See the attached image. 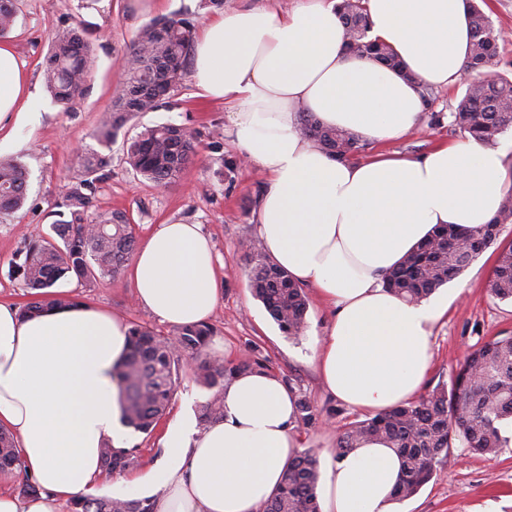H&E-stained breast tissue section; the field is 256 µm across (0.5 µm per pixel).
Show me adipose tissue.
<instances>
[{"mask_svg": "<svg viewBox=\"0 0 512 512\" xmlns=\"http://www.w3.org/2000/svg\"><path fill=\"white\" fill-rule=\"evenodd\" d=\"M340 0L230 7L195 40L192 79L223 100L244 158L267 178L255 218L274 263L312 286L335 311L318 353L326 390L379 413L413 400L431 365V337L448 306L400 301L383 280L441 225L476 229L503 199L506 145L468 140L407 158L383 152L419 126L420 84L448 87L465 72L468 0H364L370 39L400 69L349 52ZM351 131L381 150L335 159L298 131L302 113ZM37 119L29 75L10 39H0V146ZM135 301L170 325L201 324L220 296L209 239L197 224H163L132 262ZM129 326L82 304L25 316L0 303V426L19 441L40 486L5 489L0 512H59L95 496L105 478L100 450L122 447L115 366ZM297 399L264 370L224 386V418L198 428L181 412L164 434L160 466L125 481V495L153 512H259L300 448ZM401 462L386 444L321 456V512H392Z\"/></svg>", "mask_w": 512, "mask_h": 512, "instance_id": "ef3b65f1", "label": "adipose tissue"}]
</instances>
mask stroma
I'll list each match as a JSON object with an SVG mask.
<instances>
[{
	"label": "stroma",
	"instance_id": "35a3bbf8",
	"mask_svg": "<svg viewBox=\"0 0 512 512\" xmlns=\"http://www.w3.org/2000/svg\"><path fill=\"white\" fill-rule=\"evenodd\" d=\"M13 43L30 75L41 117L36 126L18 129L16 145L0 155L20 162L28 172L27 197L15 211H0V301L23 306L29 299L23 282L9 275V263L26 237L48 231L57 219L65 184L76 176L84 150L97 148L95 138L102 112L110 110L121 88L122 59L146 23L161 17L185 18L203 25L215 9L210 0H15ZM82 26L92 41L91 76L71 110L51 98L43 79V63L57 32ZM465 91L463 83L440 90L433 109L437 126L421 129L386 144L389 152L418 157L438 142H460L451 131L450 114ZM162 123L190 127L197 136V158L175 183L157 186L133 172L124 162L128 139L143 127ZM107 176L97 182L92 197L96 210H120L144 240L162 224L200 225L213 245L220 301L210 318L216 333L205 354L227 363L250 357L277 375L297 398L313 408L312 422L297 423L304 447L335 448L340 428L359 418L325 392L316 355L333 317L314 288H307V329L302 336L283 335L254 298L247 277L251 256L263 246L253 224L265 178L245 164L231 134L223 101L201 96L192 79L167 106L131 116L112 143ZM512 244V223L505 225L496 247L483 252L457 279L441 287L449 299L447 314L436 324L431 339L433 359L425 388L450 384L465 355L496 336L512 334V301L492 298L487 288L497 246ZM91 306L112 312L126 323L157 331L169 326L139 307L129 270L88 289L74 285ZM395 512H512V443L494 455H481L455 442L450 461L415 496L395 502Z\"/></svg>",
	"mask_w": 512,
	"mask_h": 512
}]
</instances>
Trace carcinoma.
<instances>
[{"label": "carcinoma", "mask_w": 512, "mask_h": 512, "mask_svg": "<svg viewBox=\"0 0 512 512\" xmlns=\"http://www.w3.org/2000/svg\"><path fill=\"white\" fill-rule=\"evenodd\" d=\"M471 51L467 72L473 75L463 97L451 113L453 130L484 144L495 143L512 127V77L501 70V37L477 0L470 5ZM346 47L387 66H395L393 53L366 40L368 18L363 0H343L340 14ZM11 0H0V35L14 26ZM195 38V25L184 18H158L136 34L124 58L126 81L147 89L129 99L117 96L103 113L96 132L99 145L112 146L132 112H155L180 87ZM91 44L77 25L58 33L46 57L44 84L54 101L64 107L83 94L91 66ZM300 132L333 157H350L364 144L352 132L322 126L310 113L301 117ZM196 157L193 131L171 124L146 126L126 142L125 163L135 173L158 186L179 180ZM108 156L91 149L81 156L79 181L65 188L63 206L70 219L50 225L51 233L37 234L24 242L12 262V274L29 289L25 315L36 314L50 304L78 305L81 299L47 294L44 289L74 276L87 288L116 278L135 246L134 230L120 211H90L95 183L106 176ZM26 196V175L14 159L0 160V209H19ZM512 223V188L504 194L500 210L478 230L463 231L440 226L420 242L386 276V286L407 303L419 302L458 277L497 240L496 225ZM249 276L254 296L262 302L280 331L300 336L307 328L308 302L303 288L269 257L251 259ZM491 295L512 299V245L498 249ZM215 334L207 323L172 328L167 334L132 324L128 347L117 373L122 418L125 425L148 434L166 414L175 391L183 359L194 360L195 379L211 391L202 406V419L216 422L224 416V382L251 371L254 363L244 358L224 365L202 357ZM512 420V336H497L469 352L451 385L437 386L418 399L397 405L372 417L350 422L338 436L336 455L350 453L368 439L381 440L396 452L402 474L394 491L397 499L414 496L449 461L448 449L460 440L473 451L492 454L507 438L502 424ZM104 471L121 474L138 462V449L106 444L101 450ZM0 474L20 477L18 490L35 494L39 485L26 473L13 436L0 427ZM320 465L312 448L300 451L287 467L285 482L264 505L262 512H319L317 486ZM69 512H152L145 499L78 497Z\"/></svg>", "instance_id": "cac0c4a2"}]
</instances>
